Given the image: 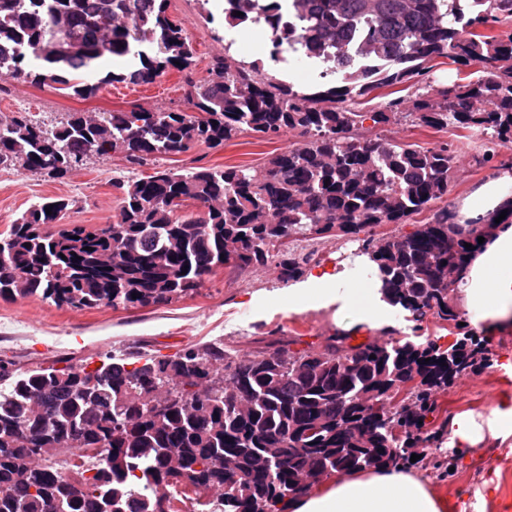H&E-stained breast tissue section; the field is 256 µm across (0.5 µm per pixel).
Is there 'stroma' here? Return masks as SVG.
<instances>
[{
  "instance_id": "obj_1",
  "label": "stroma",
  "mask_w": 512,
  "mask_h": 512,
  "mask_svg": "<svg viewBox=\"0 0 512 512\" xmlns=\"http://www.w3.org/2000/svg\"><path fill=\"white\" fill-rule=\"evenodd\" d=\"M168 11L187 25L197 55L192 73L172 71L149 84L114 83L87 99L68 95L49 83L17 82L0 74V116L27 112L51 126L71 112L126 110L134 104L180 106L186 79L206 77L213 56L223 53L222 24L202 18L201 0H169ZM387 135L424 147L448 141L457 152L447 196L405 223L385 225V232L391 234L411 232L429 221L434 211L456 207L499 170L512 169V148L500 149L489 163H478L482 138L473 131H436L406 120L389 127ZM296 141L291 132L267 139L245 131L224 145H200L180 155L161 157L158 163L176 168L256 167ZM132 174L118 153L90 157L81 170L63 178L0 166V231L33 203L57 197L73 202L64 223H112L119 205L113 183ZM306 248L314 253L309 270L346 269L352 263L350 252L355 245L331 238L307 242ZM289 289L268 266L218 271L197 293L147 307L80 310L58 307L38 297L0 299V359L14 362L22 371L36 366L61 368L75 362L94 368L109 355H171L209 341L223 342L225 349L239 355L288 339L296 348L318 349L330 337L344 334L331 310H289ZM392 334H416L441 344L471 334L486 350L488 361L481 370L462 375L437 395L440 413L450 424L440 433L439 447L429 448L425 460L407 465L406 470L427 483L442 499L446 512H512V435L497 433L502 422L512 423V331L489 335L470 324L455 328L430 316L418 327L412 321H402ZM463 415L476 424L474 439L467 443L459 442L452 427L453 420Z\"/></svg>"
}]
</instances>
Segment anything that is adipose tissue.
<instances>
[{
  "instance_id": "adipose-tissue-1",
  "label": "adipose tissue",
  "mask_w": 512,
  "mask_h": 512,
  "mask_svg": "<svg viewBox=\"0 0 512 512\" xmlns=\"http://www.w3.org/2000/svg\"><path fill=\"white\" fill-rule=\"evenodd\" d=\"M512 210V171L505 169L479 186L456 210L452 224L492 226L482 246L460 271L457 300L474 325L493 332L512 327V224L499 223ZM379 281L353 287L346 271L319 269L291 291L292 310L334 309L336 317L372 328L395 327L396 310L383 300ZM290 512H444V505L413 475L368 469L338 474L317 490L299 496Z\"/></svg>"
}]
</instances>
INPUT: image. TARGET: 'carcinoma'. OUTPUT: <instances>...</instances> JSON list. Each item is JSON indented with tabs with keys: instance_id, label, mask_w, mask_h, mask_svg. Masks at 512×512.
Listing matches in <instances>:
<instances>
[{
	"instance_id": "obj_1",
	"label": "carcinoma",
	"mask_w": 512,
	"mask_h": 512,
	"mask_svg": "<svg viewBox=\"0 0 512 512\" xmlns=\"http://www.w3.org/2000/svg\"><path fill=\"white\" fill-rule=\"evenodd\" d=\"M167 2L0 0V71L86 99L114 82L189 70L195 50ZM276 2L224 0L225 19L262 24L278 48L319 60L325 82L315 92L224 55L207 80L187 82L185 110L73 112L51 128L25 113L0 120V165L57 177L117 149L141 166L245 130L300 137L260 169L157 166L119 182L112 224L60 223L67 198L32 205L0 233V298L75 309L168 303L227 266L272 263L292 280L313 256L298 237H336L359 243L384 298L409 320L431 312L459 327L449 271L483 231L448 226L442 209L410 233H377L448 194L455 151L394 144L374 129L411 117L475 131L485 162L511 147L512 31L495 28L512 21V0H288L295 39L281 35ZM133 42L152 48L139 69L85 79L95 61L124 57ZM439 57L486 76L433 88L428 63ZM406 83L415 92L378 111L346 106ZM292 344L245 356L222 342L133 361L111 355L92 371L71 363L19 372L1 360L0 512H183L188 502L190 512H287L306 479L409 460L428 442L435 394L480 353L464 336L450 346L409 336Z\"/></svg>"
}]
</instances>
